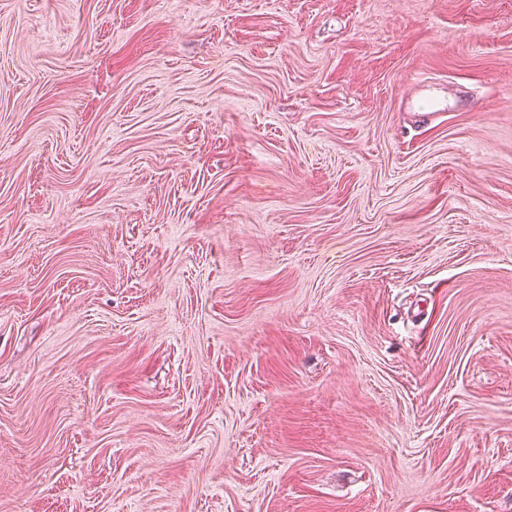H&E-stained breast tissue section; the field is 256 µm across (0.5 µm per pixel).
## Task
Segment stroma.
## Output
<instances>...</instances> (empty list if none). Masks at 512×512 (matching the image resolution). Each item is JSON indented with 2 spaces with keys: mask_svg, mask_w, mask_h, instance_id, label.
<instances>
[{
  "mask_svg": "<svg viewBox=\"0 0 512 512\" xmlns=\"http://www.w3.org/2000/svg\"><path fill=\"white\" fill-rule=\"evenodd\" d=\"M0 512H512V0H0Z\"/></svg>",
  "mask_w": 512,
  "mask_h": 512,
  "instance_id": "obj_1",
  "label": "stroma"
}]
</instances>
